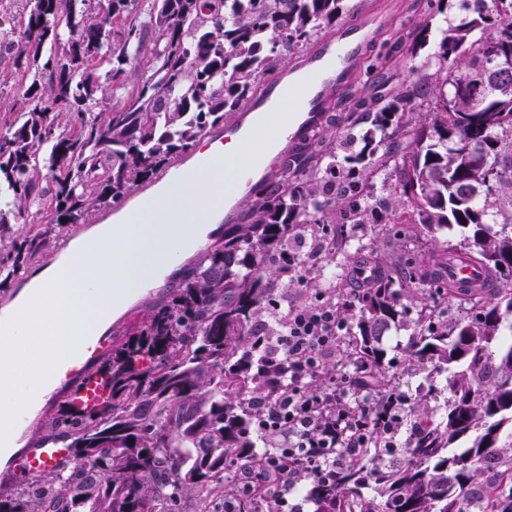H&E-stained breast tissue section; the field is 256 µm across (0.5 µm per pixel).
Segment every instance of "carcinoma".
<instances>
[{"instance_id": "cac0c4a2", "label": "carcinoma", "mask_w": 512, "mask_h": 512, "mask_svg": "<svg viewBox=\"0 0 512 512\" xmlns=\"http://www.w3.org/2000/svg\"><path fill=\"white\" fill-rule=\"evenodd\" d=\"M361 7L350 0H5L0 4V81L17 80L0 132V289L52 248L73 224L124 206L189 154L209 131L247 108L288 57L308 49ZM512 58V0H473L472 16L443 31L440 52L412 67L414 83L387 100H359L348 153L322 122L269 179L252 189L243 224L181 267L179 283L149 302L96 367L103 393L61 403L38 427L71 456L43 476L0 487V512H213L205 492L238 512H277L273 457L253 439L261 395L288 380L263 371L255 320L276 305L296 271L288 239L312 224L329 251L345 253L338 224H394L401 252L383 266L365 244L370 288L310 281L351 336L335 368H367L368 398L351 401L369 436L329 483L305 478L313 512H512V71L488 83L471 111L469 77ZM121 94L92 111L99 94ZM45 228L16 237L9 216ZM458 232L422 258L407 242ZM480 267V288L448 280V255ZM411 329L409 342L388 337ZM401 354H396V351ZM436 388L409 395L398 357ZM413 415L408 440L389 444L385 419Z\"/></svg>"}]
</instances>
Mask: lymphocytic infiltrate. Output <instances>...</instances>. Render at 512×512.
I'll list each match as a JSON object with an SVG mask.
<instances>
[{
  "instance_id": "obj_1",
  "label": "lymphocytic infiltrate",
  "mask_w": 512,
  "mask_h": 512,
  "mask_svg": "<svg viewBox=\"0 0 512 512\" xmlns=\"http://www.w3.org/2000/svg\"><path fill=\"white\" fill-rule=\"evenodd\" d=\"M336 312L327 306L295 307L288 311L284 330L268 337L264 358L275 375L287 379L288 391L276 402L256 399L257 431L266 442L287 454L292 464L275 472L280 512H304L297 492L306 476L325 478L336 471V452L354 454L364 444L348 411L358 388L360 371L329 374L335 364ZM324 375L316 392H308L311 374Z\"/></svg>"
}]
</instances>
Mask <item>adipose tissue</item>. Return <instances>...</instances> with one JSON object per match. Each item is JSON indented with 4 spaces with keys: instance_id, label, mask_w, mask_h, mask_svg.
I'll use <instances>...</instances> for the list:
<instances>
[{
    "instance_id": "obj_1",
    "label": "adipose tissue",
    "mask_w": 512,
    "mask_h": 512,
    "mask_svg": "<svg viewBox=\"0 0 512 512\" xmlns=\"http://www.w3.org/2000/svg\"><path fill=\"white\" fill-rule=\"evenodd\" d=\"M244 150L237 139L201 147L199 164L180 181L139 202L132 215L91 229L22 289L16 318L0 326V462L17 450L23 416L42 405L71 357L126 300L163 287L204 246L224 219L226 199H245V185L225 178L226 160Z\"/></svg>"
}]
</instances>
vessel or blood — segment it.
<instances>
[{
	"instance_id": "b4317fda",
	"label": "vessel or blood",
	"mask_w": 512,
	"mask_h": 512,
	"mask_svg": "<svg viewBox=\"0 0 512 512\" xmlns=\"http://www.w3.org/2000/svg\"><path fill=\"white\" fill-rule=\"evenodd\" d=\"M385 19L383 8L372 7L356 23L318 42L296 63L273 75L249 111L226 120L215 136L216 141L241 140L260 163H267L271 145L253 139V115L263 114L266 121L272 122L278 113H295L296 119L287 133L276 137V143L287 144L303 127L313 125L319 113L325 111L335 94L349 82L359 68L364 48L375 39ZM68 376L74 381L72 392L76 403H93L99 393V378L94 369L83 362L74 365ZM69 455V449L63 448L61 442L42 441L29 448L21 462L30 473L39 474Z\"/></svg>"
}]
</instances>
